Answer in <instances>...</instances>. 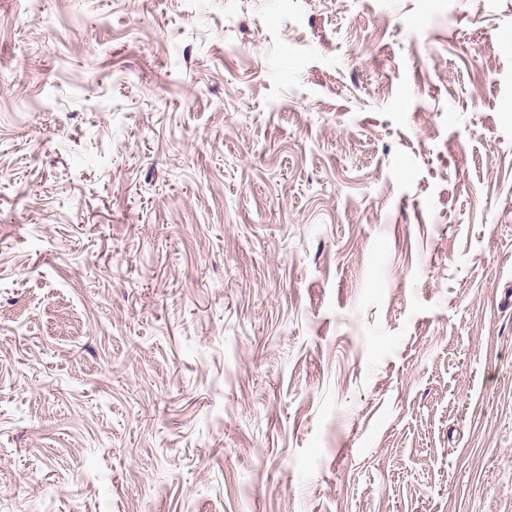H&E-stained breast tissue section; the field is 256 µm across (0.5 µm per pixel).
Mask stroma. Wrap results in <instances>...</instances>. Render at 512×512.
<instances>
[{
	"instance_id": "35a3bbf8",
	"label": "stroma",
	"mask_w": 512,
	"mask_h": 512,
	"mask_svg": "<svg viewBox=\"0 0 512 512\" xmlns=\"http://www.w3.org/2000/svg\"><path fill=\"white\" fill-rule=\"evenodd\" d=\"M512 0H0V512H512Z\"/></svg>"
}]
</instances>
